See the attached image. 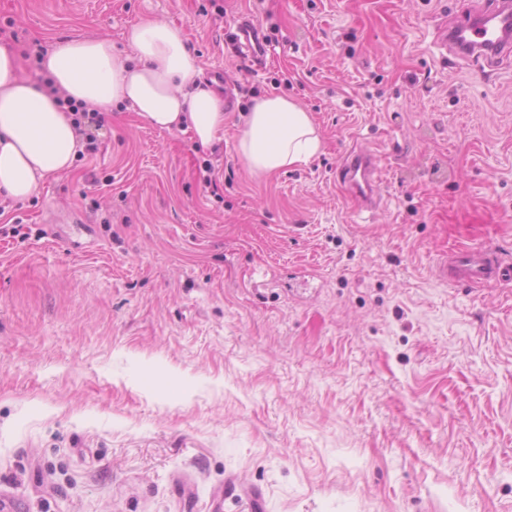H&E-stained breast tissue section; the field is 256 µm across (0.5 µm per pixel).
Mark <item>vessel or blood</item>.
I'll list each match as a JSON object with an SVG mask.
<instances>
[{
	"label": "vessel or blood",
	"mask_w": 512,
	"mask_h": 512,
	"mask_svg": "<svg viewBox=\"0 0 512 512\" xmlns=\"http://www.w3.org/2000/svg\"><path fill=\"white\" fill-rule=\"evenodd\" d=\"M231 39L237 54L248 60H263L268 44L259 26L250 17H240L232 27ZM442 41L457 57L467 61H484L491 65L512 57V5L500 0L489 11H476L449 24ZM377 172L371 154L359 151L348 156L342 177L362 207L373 199L365 192L374 185ZM449 283L483 286L512 281V264L504 262L498 252L488 247L453 246L444 266Z\"/></svg>",
	"instance_id": "b4317fda"
}]
</instances>
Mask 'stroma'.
I'll use <instances>...</instances> for the list:
<instances>
[{
  "mask_svg": "<svg viewBox=\"0 0 512 512\" xmlns=\"http://www.w3.org/2000/svg\"><path fill=\"white\" fill-rule=\"evenodd\" d=\"M462 0H0L20 43L182 29L234 99L196 147L125 104L98 152L0 197V498L16 512H512V283L448 284L451 245L512 262V60L448 53ZM252 16L258 68L226 32ZM323 150L252 174L256 98ZM384 173L357 211L337 180ZM377 166L371 154L365 151H358L350 154L342 168V177L344 182L349 183V188L353 195L358 198L363 208H369L373 203V198L365 193L360 182L356 179L357 175L363 179L364 185L369 190L371 185H377L375 175ZM363 190V191H362Z\"/></svg>",
  "mask_w": 512,
  "mask_h": 512,
  "instance_id": "obj_1",
  "label": "stroma"
}]
</instances>
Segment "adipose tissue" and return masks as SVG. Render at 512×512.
Instances as JSON below:
<instances>
[{
    "label": "adipose tissue",
    "mask_w": 512,
    "mask_h": 512,
    "mask_svg": "<svg viewBox=\"0 0 512 512\" xmlns=\"http://www.w3.org/2000/svg\"><path fill=\"white\" fill-rule=\"evenodd\" d=\"M125 40V53L107 37L58 42L42 70L89 108L106 111L125 103L155 128L190 132L201 147L220 139L224 101L201 83L181 29L165 20H140L127 27ZM321 147L310 112L277 95L255 100L236 150L252 173L271 176L308 164ZM81 148L71 115L22 77L15 55L0 46V196L28 199L45 177L71 170Z\"/></svg>",
    "instance_id": "obj_1"
}]
</instances>
